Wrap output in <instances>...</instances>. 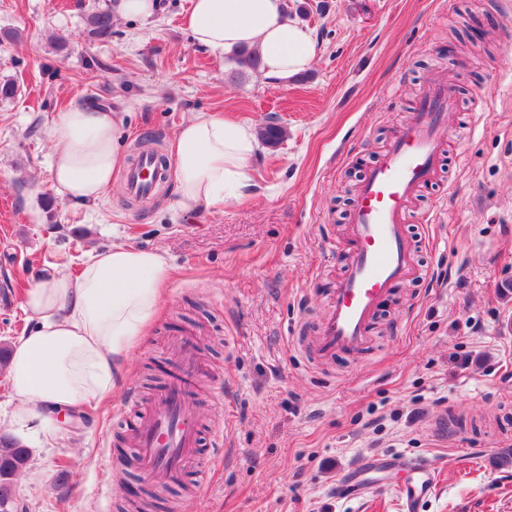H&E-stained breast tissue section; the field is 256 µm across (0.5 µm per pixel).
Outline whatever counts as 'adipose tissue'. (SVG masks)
<instances>
[{
	"instance_id": "1",
	"label": "adipose tissue",
	"mask_w": 512,
	"mask_h": 512,
	"mask_svg": "<svg viewBox=\"0 0 512 512\" xmlns=\"http://www.w3.org/2000/svg\"><path fill=\"white\" fill-rule=\"evenodd\" d=\"M183 26L196 46L213 53L257 50L261 74L272 83L313 64V34L289 18L287 0H192ZM123 124L120 112L80 105L57 112L49 136L59 195L80 204L100 200L125 162ZM258 148L248 124L206 113L183 122L168 153L172 218L242 198ZM169 273L164 254L115 244L94 253L78 275L61 271L26 289L21 307L32 326L12 344L6 367L18 432L33 445L53 446L62 413L114 391L124 361L157 313ZM35 404L40 413H32Z\"/></svg>"
}]
</instances>
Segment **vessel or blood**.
<instances>
[{
	"mask_svg": "<svg viewBox=\"0 0 512 512\" xmlns=\"http://www.w3.org/2000/svg\"><path fill=\"white\" fill-rule=\"evenodd\" d=\"M454 98L447 84L438 82L421 96L409 124L400 130L358 188L350 214V247L344 251L345 270L329 299V311L317 339V352L328 359L365 349L369 328L381 299L398 283L418 273L414 248L404 226L418 189L438 173L441 139ZM165 181L156 155H139L127 168V194L149 202ZM178 371L155 398L153 407L131 428V441L140 450L139 467L149 482L178 479L197 446L191 424L190 388L197 365L188 343H181ZM388 457L372 454L347 471L339 486L343 494L361 496L373 490L372 473L383 469ZM411 477L398 489L406 506L426 497L435 485L436 465L427 459L409 462Z\"/></svg>",
	"mask_w": 512,
	"mask_h": 512,
	"instance_id": "vessel-or-blood-1",
	"label": "vessel or blood"
}]
</instances>
